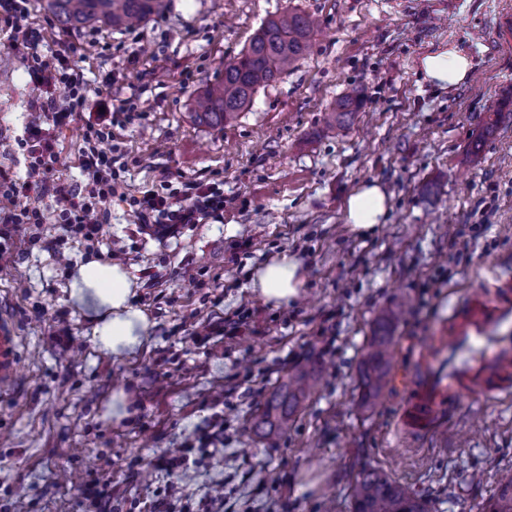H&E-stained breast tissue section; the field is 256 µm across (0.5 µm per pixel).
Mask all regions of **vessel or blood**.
<instances>
[{
  "instance_id": "obj_1",
  "label": "vessel or blood",
  "mask_w": 512,
  "mask_h": 512,
  "mask_svg": "<svg viewBox=\"0 0 512 512\" xmlns=\"http://www.w3.org/2000/svg\"><path fill=\"white\" fill-rule=\"evenodd\" d=\"M432 345L437 352L423 374L407 381L399 428L411 436L427 435L461 396L512 395V290L470 300ZM18 367V338L11 323L0 320V386L16 379Z\"/></svg>"
}]
</instances>
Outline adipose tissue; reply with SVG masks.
I'll return each instance as SVG.
<instances>
[{
    "label": "adipose tissue",
    "mask_w": 512,
    "mask_h": 512,
    "mask_svg": "<svg viewBox=\"0 0 512 512\" xmlns=\"http://www.w3.org/2000/svg\"><path fill=\"white\" fill-rule=\"evenodd\" d=\"M420 66L426 80L448 90L467 79L473 62L458 48L447 46L423 55ZM388 209L389 199L382 188L365 182L347 197L345 219L353 230L366 232L382 223ZM303 286L300 262L285 254L258 268L251 281L253 291L275 305L296 299ZM68 288L72 304L91 314L92 333L99 350L128 356L141 347L149 321L131 302L136 283L123 265L96 259L78 263Z\"/></svg>",
    "instance_id": "ef3b65f1"
}]
</instances>
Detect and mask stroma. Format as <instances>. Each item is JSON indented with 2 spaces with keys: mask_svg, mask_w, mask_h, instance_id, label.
Wrapping results in <instances>:
<instances>
[{
  "mask_svg": "<svg viewBox=\"0 0 512 512\" xmlns=\"http://www.w3.org/2000/svg\"><path fill=\"white\" fill-rule=\"evenodd\" d=\"M509 9L512 0H169L140 25L64 31L31 0L40 50L69 47L91 94L115 105L136 94L144 111L104 144L118 187L99 246L61 239L54 223L5 242L0 316L19 338L21 371L0 389V512H85L84 490L106 478L112 512H152L173 482V512H350L365 465L436 512H478L512 471V401L462 399L416 442L397 435L396 419L401 378L421 368L422 344L452 305L512 278V43L496 30ZM287 11L316 22L307 55L224 130L197 122L201 90ZM448 45L473 69L442 90L419 60ZM353 89L361 112L327 131L330 107ZM37 95L0 33V171L13 178L29 164L21 140ZM84 126L59 134L61 182L80 179ZM189 181L220 185L223 215L168 238L138 223L128 197ZM372 181L390 210L358 233L344 202ZM118 250L149 320L142 347L122 358L95 347L90 320L68 299L71 263ZM282 254L301 261L305 285L275 306L250 282ZM147 267L153 280L140 275ZM383 312L397 315L396 380L362 410L359 366ZM243 314V335L194 342L199 324ZM312 358L318 385L288 433L255 437L256 410ZM121 393L128 415L118 421ZM217 414V452L186 472L155 467Z\"/></svg>",
  "mask_w": 512,
  "mask_h": 512,
  "instance_id": "35a3bbf8",
  "label": "stroma"
}]
</instances>
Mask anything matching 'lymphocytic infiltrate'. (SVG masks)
<instances>
[{
  "mask_svg": "<svg viewBox=\"0 0 512 512\" xmlns=\"http://www.w3.org/2000/svg\"><path fill=\"white\" fill-rule=\"evenodd\" d=\"M28 0H0V30L9 35L8 47L24 59L28 73L40 88L31 105V118L24 140L32 159L25 178L0 180V224L37 226L45 223L40 207H18L19 198L37 201L52 196L54 213L66 236L94 242L101 236L98 214L116 191L112 157L101 148L111 139L112 128L122 115L134 111L128 100L117 107L103 106L91 99L82 68L70 59L68 48L51 54L38 51L41 32L27 22ZM86 119L80 162L83 180L69 186L54 181L59 140L58 130L77 119ZM129 205L140 223L156 225L161 234L175 233L182 224H201L224 209V192L219 187L197 182L184 183L178 193L163 194L147 189L130 197Z\"/></svg>",
  "mask_w": 512,
  "mask_h": 512,
  "instance_id": "lymphocytic-infiltrate-1",
  "label": "lymphocytic infiltrate"
}]
</instances>
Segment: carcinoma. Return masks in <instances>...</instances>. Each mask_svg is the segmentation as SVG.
I'll use <instances>...</instances> for the list:
<instances>
[{
    "label": "carcinoma",
    "instance_id": "carcinoma-1",
    "mask_svg": "<svg viewBox=\"0 0 512 512\" xmlns=\"http://www.w3.org/2000/svg\"><path fill=\"white\" fill-rule=\"evenodd\" d=\"M169 0H46L47 9L65 29L80 27H120L145 22L162 12ZM315 30L307 15L290 12L265 21L249 45L235 58L224 62V76L208 86L197 98L194 116L213 128L238 118L254 95L288 73L306 55ZM358 91L343 94L331 107V123L340 126L359 111ZM393 318H378L370 337L360 379V402L368 407L390 382V339ZM316 369L312 365L294 369L270 395L251 426L261 439L288 432L296 415L314 388ZM351 512H431L430 502L407 487L390 481L378 470L362 467L352 495ZM482 512H512V473L504 475L482 507Z\"/></svg>",
    "mask_w": 512,
    "mask_h": 512
}]
</instances>
